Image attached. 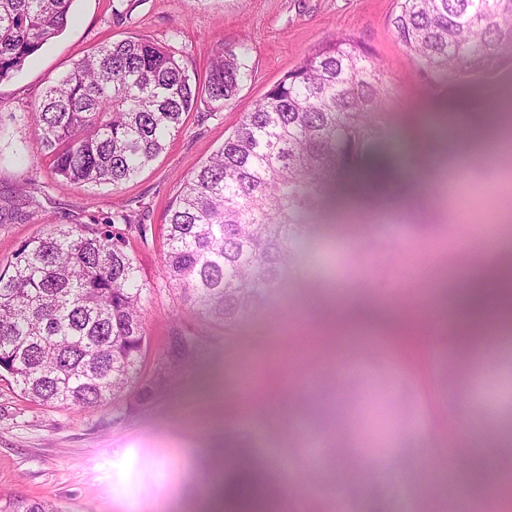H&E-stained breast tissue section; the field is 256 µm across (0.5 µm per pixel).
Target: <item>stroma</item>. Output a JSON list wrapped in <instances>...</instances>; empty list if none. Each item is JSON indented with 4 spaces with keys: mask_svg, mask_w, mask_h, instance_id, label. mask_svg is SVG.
Returning a JSON list of instances; mask_svg holds the SVG:
<instances>
[{
    "mask_svg": "<svg viewBox=\"0 0 512 512\" xmlns=\"http://www.w3.org/2000/svg\"><path fill=\"white\" fill-rule=\"evenodd\" d=\"M395 0H74L65 31L0 82V270L47 224L104 225L117 212L146 226L126 247L144 285L149 349L119 398L92 409L39 406L0 377V499L55 503L62 512H194L208 479L194 448L227 440L277 474L274 512H448L480 499L472 474L492 479L495 512H512V326L468 356L448 333L410 354L373 319L453 320L461 275L481 267L471 243L490 239L512 264V160L472 155L460 194L430 191L453 126H477L512 89V58L489 71L428 79L396 38ZM344 33L369 47L390 93L379 109L396 141L362 167L313 218L336 255L320 277L288 282L291 304L233 329L204 322L164 278L165 215L189 178L283 76ZM142 37L174 51L203 80L211 59L237 53L235 97H199L167 149L111 186L63 185L31 125L46 89L98 47ZM420 191L389 209L390 178ZM387 344L389 359L371 345Z\"/></svg>",
    "mask_w": 512,
    "mask_h": 512,
    "instance_id": "1",
    "label": "stroma"
}]
</instances>
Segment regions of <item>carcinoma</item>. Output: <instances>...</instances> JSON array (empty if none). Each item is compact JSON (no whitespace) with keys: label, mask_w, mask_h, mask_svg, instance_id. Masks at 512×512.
I'll return each instance as SVG.
<instances>
[{"label":"carcinoma","mask_w":512,"mask_h":512,"mask_svg":"<svg viewBox=\"0 0 512 512\" xmlns=\"http://www.w3.org/2000/svg\"><path fill=\"white\" fill-rule=\"evenodd\" d=\"M73 0H0V81L61 35ZM393 31L433 78L480 74L512 55V0H397ZM243 78L238 55L210 63L204 93L224 104ZM389 91L366 46L338 34L308 54L244 113L224 144L188 179L168 209L165 278L192 311L227 328L248 323L288 297V272L320 248L309 219L373 141ZM174 52L131 37L99 47L49 86L32 115L69 184L117 189L179 132L198 103ZM118 222L106 227L50 224L17 248L0 272V370L39 405L95 408L129 386L147 348L143 285ZM487 299L463 306L473 323ZM239 505L257 509L266 478ZM0 512H62L45 501L0 504Z\"/></svg>","instance_id":"obj_1"}]
</instances>
